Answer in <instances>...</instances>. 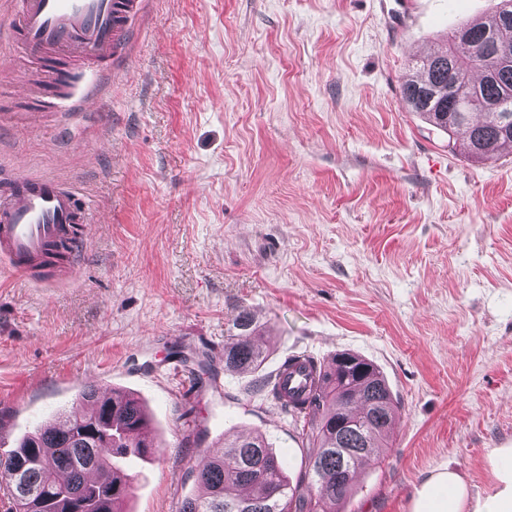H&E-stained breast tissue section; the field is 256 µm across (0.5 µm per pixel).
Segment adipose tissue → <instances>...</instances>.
I'll return each mask as SVG.
<instances>
[{"mask_svg":"<svg viewBox=\"0 0 512 512\" xmlns=\"http://www.w3.org/2000/svg\"><path fill=\"white\" fill-rule=\"evenodd\" d=\"M493 471L497 489L474 503L461 473L451 468L432 473L418 490L412 512H512V448L495 449Z\"/></svg>","mask_w":512,"mask_h":512,"instance_id":"adipose-tissue-1","label":"adipose tissue"}]
</instances>
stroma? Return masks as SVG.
<instances>
[{
	"instance_id": "1",
	"label": "stroma",
	"mask_w": 512,
	"mask_h": 512,
	"mask_svg": "<svg viewBox=\"0 0 512 512\" xmlns=\"http://www.w3.org/2000/svg\"><path fill=\"white\" fill-rule=\"evenodd\" d=\"M499 0H141L97 97L41 107L44 67L0 39V175L75 185L90 232L72 276L0 261V454L130 393L159 449L128 512H178L225 438L308 442L251 373L224 370L240 310L264 373L295 353L371 362L396 424L342 512H412L430 473L472 497L512 448V151L474 161L408 111L409 61Z\"/></svg>"
}]
</instances>
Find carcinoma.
Masks as SVG:
<instances>
[{
	"label": "carcinoma",
	"mask_w": 512,
	"mask_h": 512,
	"mask_svg": "<svg viewBox=\"0 0 512 512\" xmlns=\"http://www.w3.org/2000/svg\"><path fill=\"white\" fill-rule=\"evenodd\" d=\"M434 52L409 67L401 87L411 112L453 137L465 135L469 155L484 161L512 149V8L465 25ZM262 327L247 311L236 317L224 346V371L258 374V390L302 421L312 445L295 485L287 466L261 435L224 441V449L198 470L199 493L181 501L179 512H336L359 470L383 447L395 419L391 391L380 371L353 355L358 371H336V362L316 365L289 359L262 375L264 350L255 343ZM307 373L308 384L287 389L290 371ZM79 403L95 411L66 413L48 429L26 435L0 458L14 512H125L132 476L127 462L155 452L143 434L148 415L134 397L114 390L84 389ZM97 470L94 479L86 471Z\"/></svg>",
	"instance_id": "cac0c4a2"
}]
</instances>
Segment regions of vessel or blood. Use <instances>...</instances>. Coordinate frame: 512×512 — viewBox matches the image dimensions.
I'll return each instance as SVG.
<instances>
[{
  "instance_id": "1",
  "label": "vessel or blood",
  "mask_w": 512,
  "mask_h": 512,
  "mask_svg": "<svg viewBox=\"0 0 512 512\" xmlns=\"http://www.w3.org/2000/svg\"><path fill=\"white\" fill-rule=\"evenodd\" d=\"M21 19L10 37L35 61L53 69L42 100L51 104L70 94L68 58L107 69L119 53L120 34L136 14L139 0H19ZM88 208L76 190L53 178L16 177L0 188V260L20 275L44 269L56 246L76 256L80 226Z\"/></svg>"
}]
</instances>
